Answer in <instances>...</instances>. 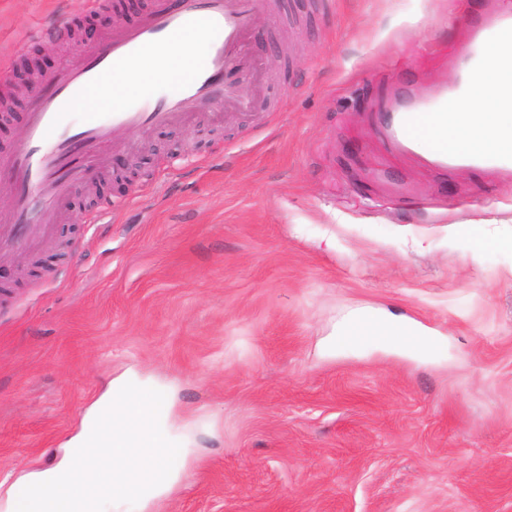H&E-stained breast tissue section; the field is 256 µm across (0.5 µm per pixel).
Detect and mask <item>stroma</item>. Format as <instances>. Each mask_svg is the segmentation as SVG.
<instances>
[{
	"instance_id": "stroma-1",
	"label": "stroma",
	"mask_w": 512,
	"mask_h": 512,
	"mask_svg": "<svg viewBox=\"0 0 512 512\" xmlns=\"http://www.w3.org/2000/svg\"><path fill=\"white\" fill-rule=\"evenodd\" d=\"M152 0H0V62L48 74ZM487 0H278L255 108L149 127L76 190L26 276L0 260V503L128 369L174 390L180 482L151 512H512V171L440 170L377 128L452 79ZM81 24L78 40L44 37ZM106 223L90 219L105 206ZM423 344L332 345L350 310Z\"/></svg>"
}]
</instances>
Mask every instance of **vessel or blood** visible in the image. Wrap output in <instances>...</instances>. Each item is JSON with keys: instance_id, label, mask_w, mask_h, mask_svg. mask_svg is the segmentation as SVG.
<instances>
[{"instance_id": "b4317fda", "label": "vessel or blood", "mask_w": 512, "mask_h": 512, "mask_svg": "<svg viewBox=\"0 0 512 512\" xmlns=\"http://www.w3.org/2000/svg\"><path fill=\"white\" fill-rule=\"evenodd\" d=\"M262 0H154L153 8L132 25H116L102 43L68 63L46 87L32 96L25 134L8 157L12 206L0 225V253L28 250L49 231L72 186L89 179L119 135L149 126L172 124L191 109L206 113L232 103L248 107L247 86L229 93L225 75L241 64L243 42ZM204 40L184 69H166L161 79L143 78L145 66L166 59L186 35ZM512 38V0H495L493 8L473 19L452 62L454 87L419 94L399 87L383 124L388 136L418 158L439 166L466 160L502 166L512 153L492 154L474 143L468 154L450 151L430 133L448 116L465 112L478 94L501 101L512 97V58L488 69L485 54ZM112 99L99 101L103 85Z\"/></svg>"}]
</instances>
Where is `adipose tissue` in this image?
<instances>
[{
  "label": "adipose tissue",
  "instance_id": "ef3b65f1",
  "mask_svg": "<svg viewBox=\"0 0 512 512\" xmlns=\"http://www.w3.org/2000/svg\"><path fill=\"white\" fill-rule=\"evenodd\" d=\"M434 134L455 150L466 149L476 141L495 150L512 146V125L501 123L493 112L491 102L483 97L469 103L466 120L450 119L448 123L435 128Z\"/></svg>",
  "mask_w": 512,
  "mask_h": 512
}]
</instances>
